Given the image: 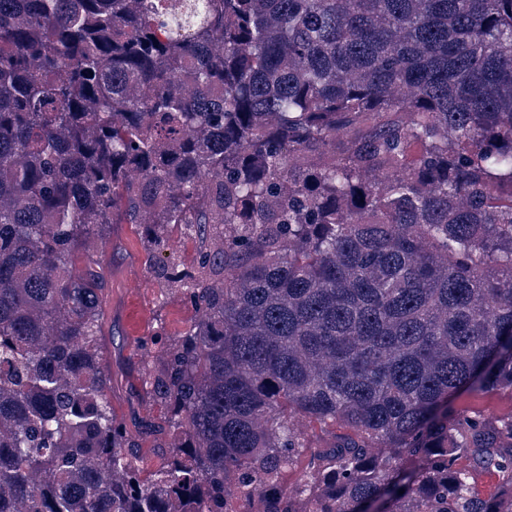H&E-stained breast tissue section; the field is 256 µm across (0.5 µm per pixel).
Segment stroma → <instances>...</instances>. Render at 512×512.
Returning <instances> with one entry per match:
<instances>
[{
    "label": "stroma",
    "mask_w": 512,
    "mask_h": 512,
    "mask_svg": "<svg viewBox=\"0 0 512 512\" xmlns=\"http://www.w3.org/2000/svg\"><path fill=\"white\" fill-rule=\"evenodd\" d=\"M212 243L211 233L176 230L170 233L166 248L158 251L136 224L106 225L98 242L96 256L109 282L101 298L99 336L102 364L111 379L109 400L116 419L138 443V455L147 463L154 459L153 441L141 434L139 423L164 416L166 409L155 399L143 369L144 361L155 364L159 357H144L143 338L130 336L127 300L137 294L147 308L151 335L179 341L197 313L184 295L183 284L155 278L153 267L168 265L179 272L195 269L199 250ZM449 406L494 423L512 416V390L463 392Z\"/></svg>",
    "instance_id": "35a3bbf8"
}]
</instances>
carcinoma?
Returning <instances> with one entry per match:
<instances>
[{"label":"carcinoma","mask_w":512,"mask_h":512,"mask_svg":"<svg viewBox=\"0 0 512 512\" xmlns=\"http://www.w3.org/2000/svg\"><path fill=\"white\" fill-rule=\"evenodd\" d=\"M162 2L0 0V512H512V417L448 411L512 388V0ZM123 223L215 230L147 474L99 358ZM471 483L476 495L483 499L494 498L499 492L498 478L490 471L473 469Z\"/></svg>","instance_id":"carcinoma-1"}]
</instances>
